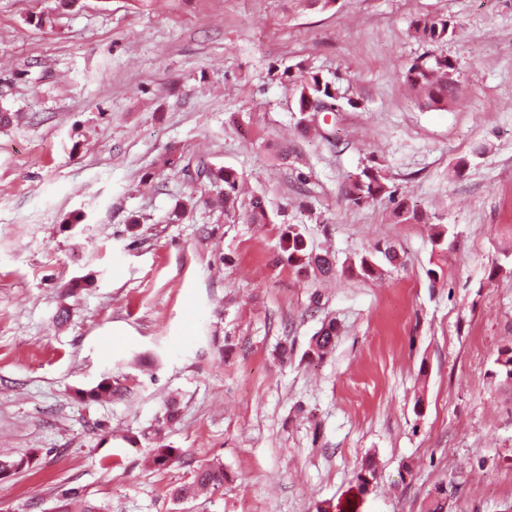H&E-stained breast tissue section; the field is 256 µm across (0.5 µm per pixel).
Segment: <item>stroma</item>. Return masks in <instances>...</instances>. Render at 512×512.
Here are the masks:
<instances>
[{"mask_svg": "<svg viewBox=\"0 0 512 512\" xmlns=\"http://www.w3.org/2000/svg\"><path fill=\"white\" fill-rule=\"evenodd\" d=\"M423 15L455 37H414ZM442 56L453 96L419 107L404 73ZM299 63L350 100L305 136L270 77ZM0 106V455L36 458L0 512L71 488L110 512H423L441 489L443 512H512V386L489 375L512 343V0H0ZM171 157L235 168L273 223L202 202L170 221L190 190ZM367 165L393 195L358 207ZM289 224L342 273L290 264ZM379 244L400 265L351 268ZM154 432L179 462L145 465ZM217 460L223 492L175 506ZM415 37L432 43L451 40L457 31V23L441 15H425L412 22ZM335 335L336 324L329 321L312 337L306 354L310 358L322 359L329 352Z\"/></svg>", "mask_w": 512, "mask_h": 512, "instance_id": "1", "label": "stroma"}]
</instances>
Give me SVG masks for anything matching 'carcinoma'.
I'll return each instance as SVG.
<instances>
[{"label": "carcinoma", "instance_id": "obj_1", "mask_svg": "<svg viewBox=\"0 0 512 512\" xmlns=\"http://www.w3.org/2000/svg\"><path fill=\"white\" fill-rule=\"evenodd\" d=\"M415 37L432 43L446 42L452 39L457 31V23L441 15H425L412 22ZM456 65L454 61L440 57L435 59L433 66L425 64L412 65L406 74V81L414 97L420 105L426 108L441 109L448 106V94L455 86L454 76ZM279 79L291 84L297 97V110L301 118L298 125L303 130H309L306 112L312 102H325L331 111L340 110V96L337 89L318 73L307 72L293 77L290 69H285ZM199 180V186L212 194L211 202L224 209V219L233 224L238 219L239 201L243 195V177L232 167H215L199 161L191 180ZM346 198L356 206L391 195L386 178L375 167H366L360 173L349 178ZM246 219L252 224H272L274 220L266 207L265 196L260 192L250 194L249 210ZM288 242V262L301 268L315 267L322 275H331L335 272L336 261L331 253H309L306 251V240L298 226L288 225L286 233ZM336 335V324L329 322L312 337L307 355L311 358L321 359L330 350L332 340ZM492 374L503 379V382L512 385V344L497 350L494 359ZM177 457V449L164 445H157L146 456L148 465L157 469L168 467ZM31 458L0 459V478H7L28 467ZM227 473L220 462L201 464L194 468L190 478L173 487L172 498L178 503H186L195 499L201 493L214 494L224 489ZM56 512H103V507L87 500H80L76 492L63 491L58 499Z\"/></svg>", "mask_w": 512, "mask_h": 512}]
</instances>
